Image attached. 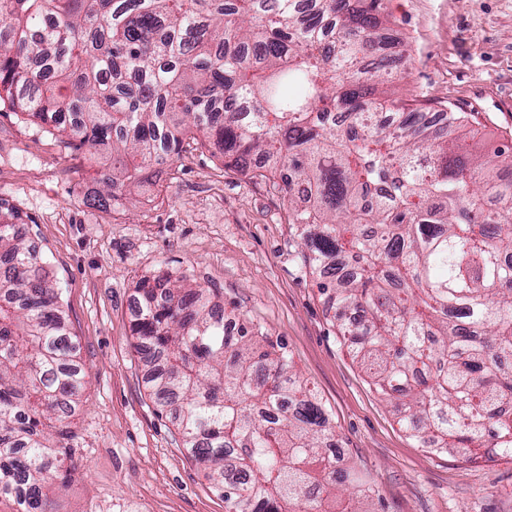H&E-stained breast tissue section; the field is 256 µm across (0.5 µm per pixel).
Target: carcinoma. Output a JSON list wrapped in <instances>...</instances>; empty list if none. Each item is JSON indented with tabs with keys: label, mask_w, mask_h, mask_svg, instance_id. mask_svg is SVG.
Instances as JSON below:
<instances>
[{
	"label": "carcinoma",
	"mask_w": 512,
	"mask_h": 512,
	"mask_svg": "<svg viewBox=\"0 0 512 512\" xmlns=\"http://www.w3.org/2000/svg\"><path fill=\"white\" fill-rule=\"evenodd\" d=\"M382 0H0V106L112 172L84 203L201 135L224 164L278 181L304 262L351 352L422 447L468 461L512 457V151H464L475 131L384 94L400 40ZM136 349L183 449L229 512H333V435L284 347L229 335L205 288L165 274L136 284ZM60 293L0 201V500L47 512L85 389Z\"/></svg>",
	"instance_id": "carcinoma-1"
}]
</instances>
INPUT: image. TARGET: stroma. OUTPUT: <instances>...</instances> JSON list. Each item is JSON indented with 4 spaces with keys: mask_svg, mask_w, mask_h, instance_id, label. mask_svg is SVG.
Instances as JSON below:
<instances>
[{
    "mask_svg": "<svg viewBox=\"0 0 512 512\" xmlns=\"http://www.w3.org/2000/svg\"><path fill=\"white\" fill-rule=\"evenodd\" d=\"M383 5L404 47L395 96L465 113L482 147H511L512 0ZM98 186L60 136L0 114V200L50 264L87 380L71 418L76 468L48 486L50 512H228L158 414L135 350V285L161 272L210 289L226 319L283 344L327 411L337 464L361 472L376 512H512V460L433 453L400 426L304 266L280 189L194 143L111 211L84 204Z\"/></svg>",
    "mask_w": 512,
    "mask_h": 512,
    "instance_id": "35a3bbf8",
    "label": "stroma"
}]
</instances>
